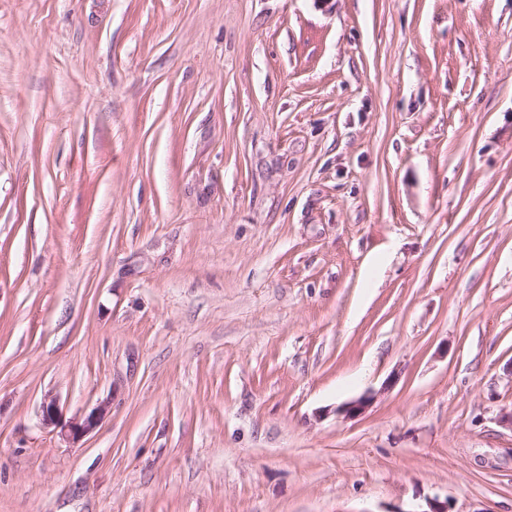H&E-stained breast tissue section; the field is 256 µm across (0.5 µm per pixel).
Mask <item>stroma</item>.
Masks as SVG:
<instances>
[{
	"mask_svg": "<svg viewBox=\"0 0 512 512\" xmlns=\"http://www.w3.org/2000/svg\"><path fill=\"white\" fill-rule=\"evenodd\" d=\"M511 408L512 0H0V512H512ZM109 407V401H102L89 412L65 420L56 399H50L43 402L40 417L42 424L46 427H53L62 440L75 443L98 427L109 412Z\"/></svg>",
	"mask_w": 512,
	"mask_h": 512,
	"instance_id": "obj_1",
	"label": "stroma"
}]
</instances>
